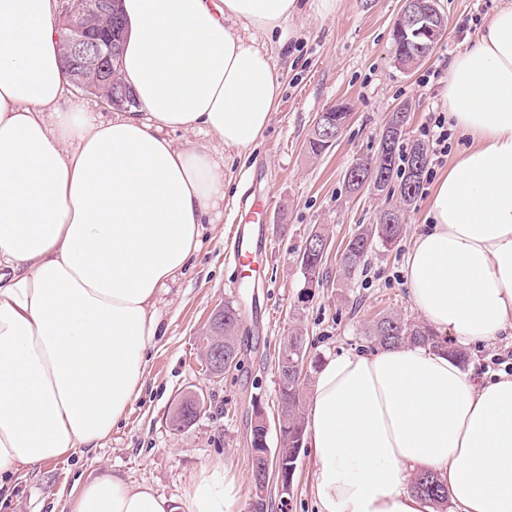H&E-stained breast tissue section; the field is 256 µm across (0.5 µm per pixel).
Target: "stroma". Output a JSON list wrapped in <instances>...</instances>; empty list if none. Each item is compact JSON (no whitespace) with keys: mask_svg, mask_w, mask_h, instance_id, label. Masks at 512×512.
Listing matches in <instances>:
<instances>
[{"mask_svg":"<svg viewBox=\"0 0 512 512\" xmlns=\"http://www.w3.org/2000/svg\"><path fill=\"white\" fill-rule=\"evenodd\" d=\"M502 2L439 0L447 34L426 60L408 71L396 68L392 54L402 0H343L341 9L329 16L304 11L291 20L292 36L284 49L276 37L256 35L281 76L279 104L253 147L224 152V212L217 223L206 225L198 254L158 305L165 334L147 352L140 395L100 448L76 451L10 480L0 490V512H68L67 503L82 484L109 474L177 498L209 462L232 469L238 479L237 512H246L251 425L256 409L271 418L277 415L274 353L293 320L304 328L308 351L323 358L369 349L363 327L383 311L418 318L404 272L406 255L444 166L425 174L397 246L373 253L364 272L348 277L339 272L340 254L356 226L375 223L386 201L367 192L351 194L344 173L374 153L398 104L411 106L406 126L410 142L421 140L431 113L447 112L449 59L466 48ZM465 19L470 28L459 31ZM337 102L348 105L351 119L334 147L312 156L306 145L316 116ZM263 197L271 200L265 246L254 271L242 273L225 257L230 230L245 223L253 200ZM315 227L328 233L331 251L326 280L309 288L298 254ZM229 299L241 313L240 363L216 378L201 352L213 311ZM189 391L204 396L207 408L191 427L178 431L170 424V413ZM314 473L313 450L302 448L291 512H316Z\"/></svg>","mask_w":512,"mask_h":512,"instance_id":"stroma-1","label":"stroma"}]
</instances>
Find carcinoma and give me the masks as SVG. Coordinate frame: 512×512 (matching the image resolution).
<instances>
[{
    "label": "carcinoma",
    "mask_w": 512,
    "mask_h": 512,
    "mask_svg": "<svg viewBox=\"0 0 512 512\" xmlns=\"http://www.w3.org/2000/svg\"><path fill=\"white\" fill-rule=\"evenodd\" d=\"M394 55L402 57L410 68L426 59L412 52L410 44L398 35L393 36ZM398 131L390 147L389 167L385 168V197H397L400 204L392 206L400 217H405L406 206L412 204L423 188V173L429 164V153L425 144L405 142L408 113L397 112ZM350 119L348 112H323L316 118L315 126H326L332 136L314 132L308 140L309 152L318 156L332 148L343 127ZM404 224H361L351 234L341 253V265L348 274L364 269L374 248L379 246L392 250L399 242ZM300 266L308 282L320 285L327 276L325 261L317 254L301 253ZM240 314L232 303L224 304V352L237 358L236 330ZM368 342L381 348L394 347L402 343L420 345L435 351H442L456 359L460 364L467 363V356L459 347L453 346L448 338L439 335L427 324L404 317L398 313H381L363 328ZM280 346L288 349V356L277 352L275 367L279 384L278 421L282 440L288 447L278 449L277 469L284 476L294 477L300 453L299 445L304 442L306 422L304 416V391L311 371L316 369L319 357L307 352L303 328L296 324L288 335L280 341ZM308 362L304 379L297 382L291 374L292 364ZM413 490L429 504L434 512H445L448 504L446 484L432 472H420L411 479Z\"/></svg>",
    "instance_id": "obj_1"
}]
</instances>
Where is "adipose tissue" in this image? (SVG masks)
Returning a JSON list of instances; mask_svg holds the SVG:
<instances>
[{"mask_svg":"<svg viewBox=\"0 0 512 512\" xmlns=\"http://www.w3.org/2000/svg\"><path fill=\"white\" fill-rule=\"evenodd\" d=\"M343 0H124L121 77L138 111L95 118L69 91L56 0H0V485L93 451L138 397L157 301L224 203V160L264 135L271 59L232 27L289 38ZM448 128L466 148L434 184L406 262L410 297L460 345L512 335V0L448 61ZM200 132L211 145L177 143ZM308 444L318 512H429V470L459 512H512V374L479 382L419 345L328 355ZM204 465L179 499L103 475L71 512H235Z\"/></svg>","mask_w":512,"mask_h":512,"instance_id":"obj_1","label":"adipose tissue"}]
</instances>
